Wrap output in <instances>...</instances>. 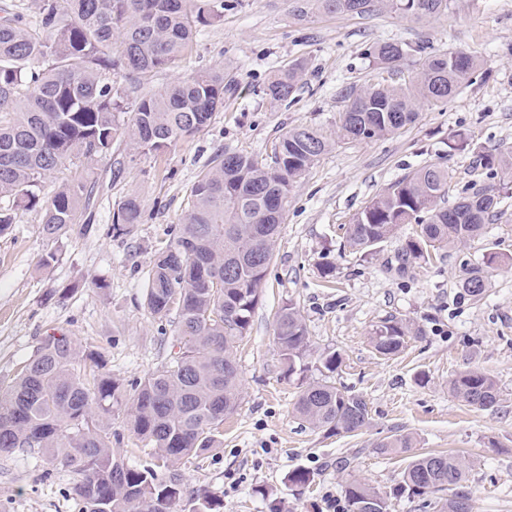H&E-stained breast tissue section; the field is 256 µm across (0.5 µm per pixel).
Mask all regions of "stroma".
<instances>
[{"mask_svg":"<svg viewBox=\"0 0 512 512\" xmlns=\"http://www.w3.org/2000/svg\"><path fill=\"white\" fill-rule=\"evenodd\" d=\"M381 41L413 46L401 64L408 77L422 46L473 52L486 65L448 103L421 109L398 133L337 141L295 184L262 299L236 353L241 405L224 422L222 448L183 459L179 470L188 491L204 488L221 500L220 512H270L275 500L282 512H346L350 480L383 491L400 480L408 456L380 453L376 444L409 433L415 453L453 452L467 462L472 512H512V194L479 236L438 249L430 264L405 275L393 261L415 225H401L367 256L345 235L356 213L409 172L447 166L453 203L482 173V154L512 145V0H448L445 13L421 21L387 12L302 19L293 0H234L222 21L200 29L179 71L157 69L139 79L147 91L179 74L223 72L234 92L207 126L160 153L120 142L91 164L51 174L48 192L78 171L94 187L93 205L80 210L62 240L43 235L39 212L15 209L0 235V386L49 334L94 342L128 389L159 368L175 336L169 320L147 308V272L171 243L197 177L225 150L267 159L294 126H334L346 89L382 83L383 71L366 55ZM296 63L303 67L299 90L271 103L268 83ZM131 195L141 201V218L113 232L112 216ZM491 254L499 261L489 286L472 299L462 288L464 266ZM48 255L51 265L41 266ZM288 301L312 343L306 379L330 378L367 401L370 422L357 434L336 436L296 416L302 379L287 376L274 343V313ZM391 317L413 320L424 334L385 357L370 333ZM330 353L340 365L327 376L319 359ZM469 370L496 380L498 406L480 409L450 393V380ZM297 468L314 475L301 493L287 481ZM69 488L68 474L44 456L0 457L6 512H75Z\"/></svg>","mask_w":512,"mask_h":512,"instance_id":"1","label":"stroma"}]
</instances>
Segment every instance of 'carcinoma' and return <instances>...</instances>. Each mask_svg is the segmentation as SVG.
<instances>
[{
	"label": "carcinoma",
	"mask_w": 512,
	"mask_h": 512,
	"mask_svg": "<svg viewBox=\"0 0 512 512\" xmlns=\"http://www.w3.org/2000/svg\"><path fill=\"white\" fill-rule=\"evenodd\" d=\"M228 0H41L36 27L18 12L0 16V192L13 204L39 209L44 235L60 239L76 223L88 195L78 176L40 198L47 175L77 161L91 162L117 142L144 154L161 152L194 136L224 107L232 86L224 73L181 76L157 92L130 97L120 82L155 69L178 68L199 28L223 19ZM448 10V0H295L305 18L314 12L369 16L398 13L424 20ZM406 44L375 43V65L396 70L410 54ZM484 66L478 56L448 51L427 56L404 83L349 92L339 121L329 129L299 125L281 138L272 162L235 153L219 154L191 188L188 210L173 242L148 271L147 308L162 319L176 315L178 350L135 385L127 397L105 372L93 343L65 336L42 338L33 359L5 390L0 389V456L28 450L72 475L78 512H173L186 490L178 469L189 456L222 445L224 419L240 406L234 349L248 332L272 260L285 205L294 184L338 139L371 141L412 124L423 106L448 102ZM300 67L291 65L266 87L273 102L296 93ZM487 178L462 191L449 206L448 168L424 165L394 181L357 213L346 229L351 247L366 252L395 236L402 224L420 227L398 252V270L429 264L434 251L478 236L496 216L504 186L491 182L498 168L512 174V146L482 156ZM142 212L136 196L113 215V226L135 224ZM465 292L481 298L485 270L467 269ZM423 335L403 318L376 326L372 343L383 355L399 353L406 340ZM275 344L288 374L305 372L311 348L308 328L288 302L276 315ZM449 391L482 409L497 406L500 391L481 371L456 375ZM298 416L316 429L340 435L369 423L366 400L327 380L302 387ZM124 415L129 431L150 449L152 463L131 464L112 455V415ZM413 437L394 434L377 447L404 453ZM468 465L445 452L412 459L390 491L353 479L345 486L348 512H389L390 499L423 501L439 492L437 512H458L457 498ZM192 512H219L207 491L191 493Z\"/></svg>",
	"instance_id": "carcinoma-1"
}]
</instances>
